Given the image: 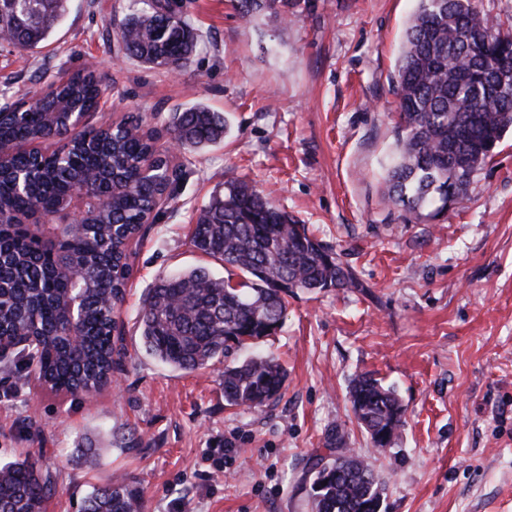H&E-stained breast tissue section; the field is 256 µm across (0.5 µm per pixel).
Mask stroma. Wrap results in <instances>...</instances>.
<instances>
[{"mask_svg": "<svg viewBox=\"0 0 512 512\" xmlns=\"http://www.w3.org/2000/svg\"><path fill=\"white\" fill-rule=\"evenodd\" d=\"M133 0H70L52 44H0V101L94 67L107 91L92 124L140 115L180 176L129 247L111 387L53 392L0 362V458L58 474L47 512H79L93 486L126 480L143 512H310L308 461L342 429L383 482L381 512H512V132L465 196L419 221L384 194L395 155L393 78L418 0H306L291 20L244 17L233 0H177L199 33L178 72L120 50ZM224 113L223 142L172 149L173 113ZM246 179L306 224L366 286L288 297L276 334L230 353L288 370L260 408L224 401L222 363L182 372L147 354L140 301L197 266L223 275L190 234L225 181ZM371 373L394 388L405 423L375 453L349 386ZM237 452L215 464L211 449Z\"/></svg>", "mask_w": 512, "mask_h": 512, "instance_id": "1", "label": "stroma"}]
</instances>
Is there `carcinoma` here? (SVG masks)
Returning <instances> with one entry per match:
<instances>
[{"mask_svg": "<svg viewBox=\"0 0 512 512\" xmlns=\"http://www.w3.org/2000/svg\"><path fill=\"white\" fill-rule=\"evenodd\" d=\"M69 0H0V36L22 51L47 47L68 12ZM148 9L115 26L126 54L151 67L178 70L193 52L196 34L169 4L140 0ZM296 0H236L246 17L260 11L288 17ZM104 91L84 69L51 90L18 102L26 118L0 112V142L69 143L65 156L18 153L0 172V212L65 220V204L85 200L87 220L117 224L136 235L154 199L169 185L168 163L153 134L137 117L117 125H88L72 132L68 113L96 111ZM399 100L397 160L385 180L388 199L429 221L467 193L478 169L492 159L512 128V27L473 0H419L395 75ZM222 112L198 105L174 113L172 139L186 151L221 142ZM193 247L224 264L225 277L195 267L159 280L143 299L139 329L145 351L184 372L202 369L252 345L282 325L288 295L297 289L364 290L355 273L242 179L224 183L202 210ZM75 273L57 272L52 256L30 241L21 225L0 222V337L28 336L42 345L21 356L26 379L83 396L96 390L112 366L117 307L128 272L124 245L98 231L61 243ZM74 288L85 315L71 329L61 304ZM224 401L261 407L281 396L287 374L278 360L253 355L224 365ZM354 416L373 428L372 447H392L405 423L396 392L372 373L350 389ZM331 459L315 458L309 497L312 512H381L383 482L371 464L350 452L343 432L328 437ZM54 481L29 459L0 461V512H46ZM141 499L122 480L93 489L84 512H142Z\"/></svg>", "mask_w": 512, "mask_h": 512, "instance_id": "1", "label": "carcinoma"}]
</instances>
